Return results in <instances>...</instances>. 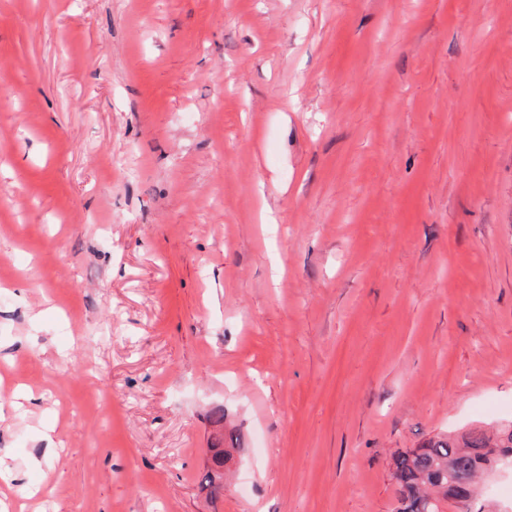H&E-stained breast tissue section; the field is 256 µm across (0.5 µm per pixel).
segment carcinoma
Listing matches in <instances>:
<instances>
[{
    "label": "carcinoma",
    "mask_w": 512,
    "mask_h": 512,
    "mask_svg": "<svg viewBox=\"0 0 512 512\" xmlns=\"http://www.w3.org/2000/svg\"><path fill=\"white\" fill-rule=\"evenodd\" d=\"M218 435L208 449L211 463L201 482L207 497L224 495L222 469L228 461L224 444L234 441L233 433H224V416L214 420ZM512 465V423L499 430L496 439L472 429L457 439L436 437L417 448L399 453L393 460L399 507L396 512H445L462 507L469 512L478 497L480 475Z\"/></svg>",
    "instance_id": "obj_1"
}]
</instances>
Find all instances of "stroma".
Returning <instances> with one entry per match:
<instances>
[{
    "instance_id": "stroma-1",
    "label": "stroma",
    "mask_w": 512,
    "mask_h": 512,
    "mask_svg": "<svg viewBox=\"0 0 512 512\" xmlns=\"http://www.w3.org/2000/svg\"><path fill=\"white\" fill-rule=\"evenodd\" d=\"M0 377V512H395L512 421V0H0ZM213 424L217 427L220 432L215 437V441L208 448L211 463L207 467L205 476L201 482L202 491L207 490V497L211 500H216L221 496H224V481L222 480V469L224 464L228 461L229 456H226L224 451V444H226L227 438L230 441L231 447L234 445L233 432H229L228 435H224V413L215 418ZM237 438L235 437V443ZM208 458V459H209Z\"/></svg>"
}]
</instances>
